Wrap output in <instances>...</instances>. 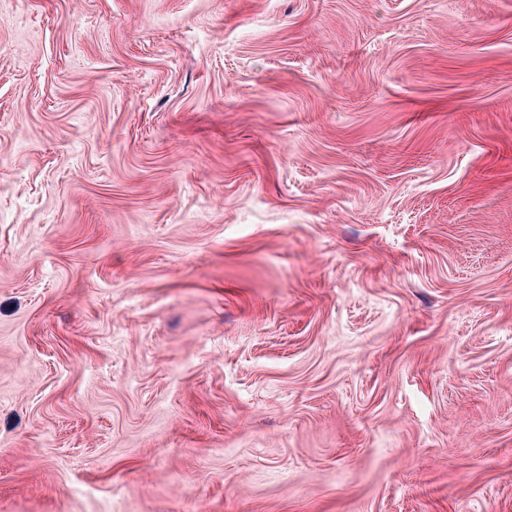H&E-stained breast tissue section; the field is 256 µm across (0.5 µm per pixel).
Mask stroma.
<instances>
[{
  "label": "stroma",
  "mask_w": 512,
  "mask_h": 512,
  "mask_svg": "<svg viewBox=\"0 0 512 512\" xmlns=\"http://www.w3.org/2000/svg\"><path fill=\"white\" fill-rule=\"evenodd\" d=\"M0 512H512V0H0Z\"/></svg>",
  "instance_id": "1"
}]
</instances>
